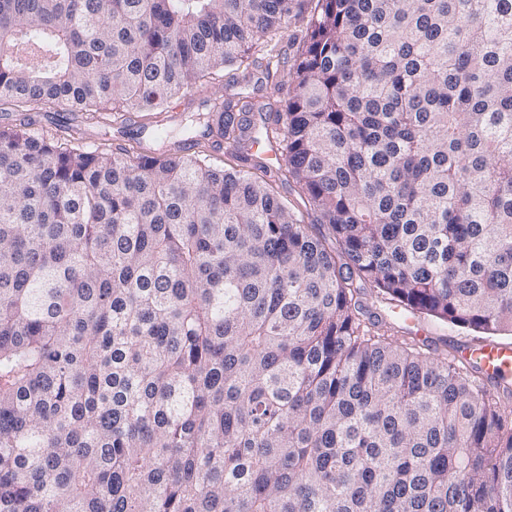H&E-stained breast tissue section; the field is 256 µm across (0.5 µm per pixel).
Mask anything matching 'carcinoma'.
Returning <instances> with one entry per match:
<instances>
[{
	"instance_id": "1",
	"label": "carcinoma",
	"mask_w": 512,
	"mask_h": 512,
	"mask_svg": "<svg viewBox=\"0 0 512 512\" xmlns=\"http://www.w3.org/2000/svg\"><path fill=\"white\" fill-rule=\"evenodd\" d=\"M305 2L0 0V104L270 77ZM302 43L259 136L221 95L149 153L0 127V512H512V388L364 303L512 335V0H316ZM268 162L271 170V172L268 173V176L271 175L273 177L269 178L267 176L266 178L272 180L274 190L278 197L290 209L295 218L303 220L305 224H311L313 220V210L310 204L308 203L307 199L303 195H301L299 187L292 181L281 182L280 180H278L276 176L274 177V175H276V168L278 164L276 163V160L268 159ZM271 164H273V166H275L276 168H271Z\"/></svg>"
}]
</instances>
